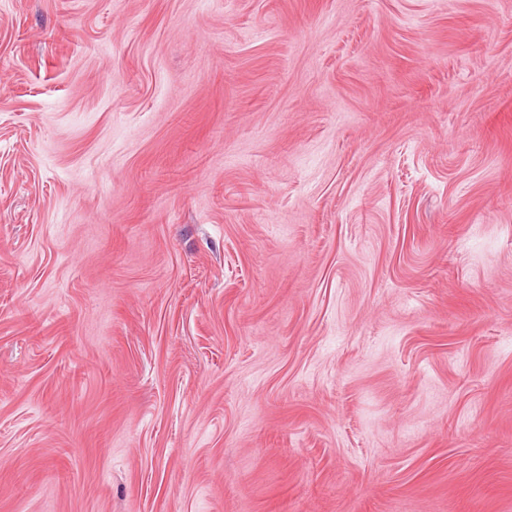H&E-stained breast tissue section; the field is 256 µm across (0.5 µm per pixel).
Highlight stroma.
I'll return each instance as SVG.
<instances>
[{"label": "stroma", "mask_w": 512, "mask_h": 512, "mask_svg": "<svg viewBox=\"0 0 512 512\" xmlns=\"http://www.w3.org/2000/svg\"><path fill=\"white\" fill-rule=\"evenodd\" d=\"M0 512H512V0H0Z\"/></svg>", "instance_id": "stroma-1"}]
</instances>
